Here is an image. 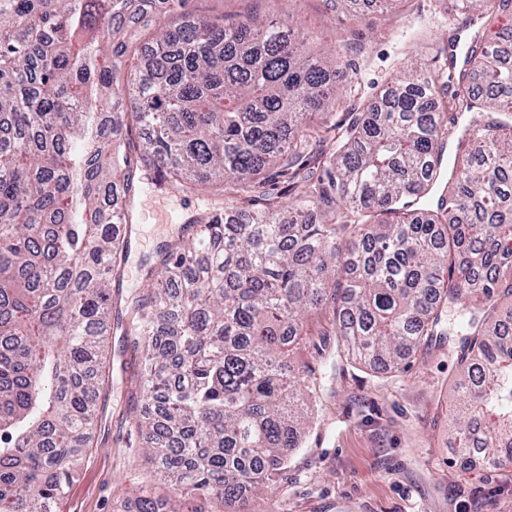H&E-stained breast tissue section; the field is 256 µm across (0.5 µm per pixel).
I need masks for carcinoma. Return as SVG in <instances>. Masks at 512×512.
I'll return each mask as SVG.
<instances>
[{
    "mask_svg": "<svg viewBox=\"0 0 512 512\" xmlns=\"http://www.w3.org/2000/svg\"><path fill=\"white\" fill-rule=\"evenodd\" d=\"M456 0L473 25L486 3ZM135 0H0V512H54L97 420L112 283L136 186L214 196L146 274L153 411L136 420L173 503L239 498L300 447L313 404L291 359L311 312L375 373L454 345L456 432L512 464V59L479 27L444 72L401 67L336 122L332 79L292 16L198 15L151 41L111 111L104 43ZM184 15L186 0H149ZM467 151L447 167L448 140Z\"/></svg>",
    "mask_w": 512,
    "mask_h": 512,
    "instance_id": "1",
    "label": "carcinoma"
}]
</instances>
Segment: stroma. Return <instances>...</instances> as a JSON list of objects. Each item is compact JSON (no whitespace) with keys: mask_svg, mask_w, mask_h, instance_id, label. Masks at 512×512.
Wrapping results in <instances>:
<instances>
[{"mask_svg":"<svg viewBox=\"0 0 512 512\" xmlns=\"http://www.w3.org/2000/svg\"><path fill=\"white\" fill-rule=\"evenodd\" d=\"M450 0H395L386 13H370L367 0H258L262 17L293 15L311 31L309 48L320 55L362 45L356 71L337 72L347 87L353 74L383 85L404 63L433 67L450 52L456 34L470 28L438 30ZM160 17L143 10L117 32V41L138 44L125 67L144 64L149 35ZM206 196L162 193L140 184L134 199L125 273L112 293L118 318L106 341V380L101 411L77 471L55 512H137L140 497L163 499L169 486L154 477L144 458L145 441L135 421L148 403L143 349L135 330L137 306L145 292L147 263L159 246L173 241L179 220L209 208ZM334 340L320 347L300 345L296 357L311 373L314 418L302 448L273 484L243 493L259 512H512V466L498 470L479 463L466 440L448 432L450 408L459 395L461 368L447 349L422 348L403 371L381 375L333 356Z\"/></svg>","mask_w":512,"mask_h":512,"instance_id":"stroma-1","label":"stroma"}]
</instances>
